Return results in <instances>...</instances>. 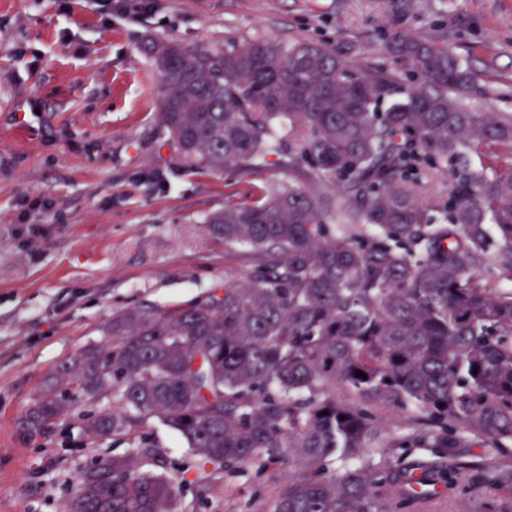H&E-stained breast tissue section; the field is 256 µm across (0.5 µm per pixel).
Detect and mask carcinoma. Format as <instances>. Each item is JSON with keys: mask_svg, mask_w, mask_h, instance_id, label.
<instances>
[{"mask_svg": "<svg viewBox=\"0 0 512 512\" xmlns=\"http://www.w3.org/2000/svg\"><path fill=\"white\" fill-rule=\"evenodd\" d=\"M461 35L443 20L419 36L382 26L392 64L356 79L333 41L151 42L177 164L257 175L274 155L288 179L207 219L212 239L246 248V282L113 314L111 350L62 365L21 430L115 395L91 437L156 418L211 467L217 495L225 468L296 463L270 512H400L379 489L410 469L391 477L364 458L412 441L449 487L512 493V292L493 285L512 281V113L465 103L475 80L448 50ZM472 152L486 158L478 170ZM399 410L413 432L379 437L378 412ZM474 441L492 457L468 458ZM334 458L347 466L327 475ZM176 499L172 482L114 458L85 473L70 512H177Z\"/></svg>", "mask_w": 512, "mask_h": 512, "instance_id": "obj_1", "label": "carcinoma"}]
</instances>
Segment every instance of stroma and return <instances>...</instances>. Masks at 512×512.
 Here are the masks:
<instances>
[{
	"label": "stroma",
	"instance_id": "35a3bbf8",
	"mask_svg": "<svg viewBox=\"0 0 512 512\" xmlns=\"http://www.w3.org/2000/svg\"><path fill=\"white\" fill-rule=\"evenodd\" d=\"M418 2L401 16L394 0H151L132 20L110 0H0V512H68L89 468L139 448L152 449L138 463L173 481L181 512H269L294 464L225 470L216 498L187 442L159 420L92 439L87 427L112 399L43 436L22 437L19 423L56 367L104 346L112 314L185 307L248 276L250 263L204 221L284 178L273 164L252 176L179 171L147 45L331 40L363 65L382 60L371 46L380 26L419 33L444 16L464 30L453 45L464 65L507 90L472 107L512 112V0ZM507 498L446 487L409 512H487Z\"/></svg>",
	"mask_w": 512,
	"mask_h": 512
}]
</instances>
